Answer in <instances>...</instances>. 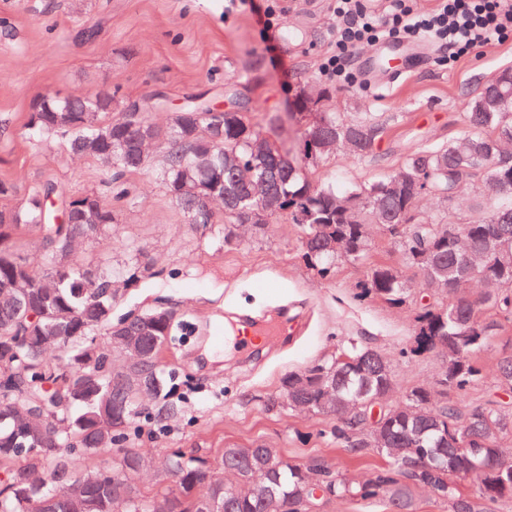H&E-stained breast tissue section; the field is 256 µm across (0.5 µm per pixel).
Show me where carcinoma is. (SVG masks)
I'll list each match as a JSON object with an SVG mask.
<instances>
[{"mask_svg":"<svg viewBox=\"0 0 512 512\" xmlns=\"http://www.w3.org/2000/svg\"><path fill=\"white\" fill-rule=\"evenodd\" d=\"M500 71L470 102L469 132L446 146L415 149L402 167L381 179L353 189H338L330 181L314 180L302 169L282 166L277 141H266V151L256 154L251 143L261 132L248 113H224L222 133L210 120L178 112L164 129L146 118L152 137L165 145V163L157 179L190 223L204 229L215 224L234 226L254 220L264 232L272 220L301 212L304 263L321 274L341 260L359 262L369 250L370 225L379 224L396 238L404 264L418 270L427 286L448 302L424 304L417 316L409 353L436 352L446 359L442 383L449 390H467L479 377L474 358L488 339L512 323V79L503 83ZM117 105L110 90L41 98L30 113L29 126L42 138L63 136L72 153L100 160L105 165L102 182L117 185V198L128 195L125 178L145 160L135 153V133L129 130L128 113L112 117ZM322 136L352 131H372L351 153L364 157L373 152L385 130L372 116L348 119L338 112H317L315 122L304 128V152L312 150L310 133ZM265 184L279 210L264 215L256 208L247 213L242 201L250 185L243 172ZM478 173L501 182L499 205L472 224H449L418 210L427 194L448 192ZM407 176L400 189L393 179ZM56 193L55 186H35L18 208L0 211V292L12 298L0 305V364L10 368L0 384V412L15 406L35 413L51 412L60 422L40 444L27 437V425L0 423V512H152V501L142 495L133 476L122 464L140 459L143 452L131 445L145 416L165 427L183 414L174 399L173 373L157 368L160 386L151 413H143L135 390L116 376L108 362L112 342V289L119 272L112 267L78 264L72 256L77 239L93 241L112 230L116 212L97 193L67 196L61 202L75 214L72 224H52L43 200ZM25 231L42 236L48 268H29L14 240ZM483 285L480 296H461L471 281ZM369 296L399 305L407 292L402 270L386 264L370 267L364 284ZM155 311L127 315L120 320L126 332L142 337L164 353L173 343L178 323L155 321ZM105 332L106 341H98ZM57 340L65 366L45 359L42 341ZM497 382L512 390V351L497 362ZM336 388L331 434L352 453L368 449L382 456L384 466L362 483H350L322 463L307 467L282 463L267 485L298 501L310 498L308 473L335 487V500H371L386 497L398 512H412L410 490L433 487L448 503V512H492L500 501L512 500V450L502 443L512 438V407L498 401L466 404L463 400L438 402L430 390L412 388L402 400L389 405L393 372L384 354L354 343L328 361L289 373L282 381L288 406L324 414L321 404L328 385ZM385 440V448H367L358 432L370 421ZM119 445L118 460L109 467L99 456ZM390 448L404 452L393 457ZM267 463L265 446L234 448L215 459L222 470L233 472L234 484L222 489L213 479L211 465L176 451L159 462L173 474L176 488L165 494L172 512H204L217 500L216 512H264V494L253 484L255 470ZM473 471L474 489L460 490L458 470Z\"/></svg>","mask_w":512,"mask_h":512,"instance_id":"carcinoma-1","label":"carcinoma"}]
</instances>
